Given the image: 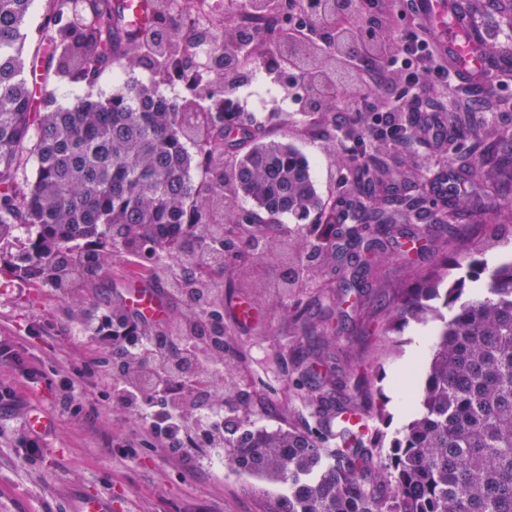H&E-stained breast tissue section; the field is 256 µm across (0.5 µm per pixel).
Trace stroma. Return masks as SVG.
Here are the masks:
<instances>
[{"mask_svg":"<svg viewBox=\"0 0 512 512\" xmlns=\"http://www.w3.org/2000/svg\"><path fill=\"white\" fill-rule=\"evenodd\" d=\"M464 2L491 53L512 57V5L507 0ZM254 41L260 46L254 73L250 80L237 82L231 95L238 110L246 113L252 111L257 95L287 90L272 65L277 57L276 35L262 28ZM129 81L156 85L175 103L188 94L186 87L154 71L122 66L103 72L92 90L108 96ZM256 119L265 133L311 159L325 210L358 200L353 169L339 164L345 150L337 140L331 113L282 112L271 105ZM479 131L488 149L485 170L496 178L495 191L481 195L475 207H444L428 187L442 168L463 179L468 193H478V185L465 177L472 143L457 138L437 148L419 149L415 166L404 169L409 192L417 199L414 210L393 216L383 232L363 231L358 258L300 261L301 285L289 294L288 302L303 312V322L281 318L273 288L260 296L254 289L240 288L225 297L224 358L231 365L226 377L234 387L225 414L259 424L304 427L310 419L309 402L327 369L301 363L297 348L310 343L307 327L328 322L335 328L337 376L348 385L359 377L371 381L373 401L387 416V434L408 421L410 413L399 405L393 377L414 368L416 338L432 333L433 327L412 321L388 330L386 307L392 289L412 286L418 272L441 254L452 255L465 247L483 249L488 263H496L502 254V235L512 232V221L505 216L512 203V179L504 175L512 168V157L496 146L502 134L512 131V121L483 124ZM376 245L389 258L373 266L369 259ZM244 302L256 311L249 323L235 317L236 307ZM63 306L53 289L17 283L0 274V333L17 337L18 352L30 365L46 370L65 361L80 369L94 358L95 350L85 338L75 334L53 338V325ZM0 387L11 388L18 398L17 408L0 410V512H77L84 495L108 500L112 512H268L278 494L276 486L231 468L204 464L191 472L184 462L148 448L139 449L134 462H120L113 451L119 426L101 398L98 377H86L81 389L84 400L100 409L94 421L61 411L57 388L32 390L14 368L0 365ZM34 409L52 419L54 432L43 456L29 461L22 454L18 429Z\"/></svg>","mask_w":512,"mask_h":512,"instance_id":"1","label":"stroma"}]
</instances>
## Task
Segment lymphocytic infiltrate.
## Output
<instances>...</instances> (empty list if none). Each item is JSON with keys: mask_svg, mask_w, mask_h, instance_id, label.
I'll list each match as a JSON object with an SVG mask.
<instances>
[{"mask_svg": "<svg viewBox=\"0 0 512 512\" xmlns=\"http://www.w3.org/2000/svg\"><path fill=\"white\" fill-rule=\"evenodd\" d=\"M398 24L380 43L379 52L358 51L342 58L345 71L362 76L358 92L336 84L340 111L336 115L338 137L352 142L351 161L363 158L362 125H369L376 141L399 151L406 144L430 146L445 139L438 119L447 107H462L474 92L484 94L499 81L481 79L478 89L460 83L459 77L434 50L414 0H399ZM395 78L398 92L377 99L373 90ZM89 339L98 349L96 361L110 388L116 420L124 435L179 458L186 447L224 445L223 420L206 421L205 407L224 403V339L199 344L195 337L178 336L169 330L140 336H115L109 316L96 313L86 322Z\"/></svg>", "mask_w": 512, "mask_h": 512, "instance_id": "obj_1", "label": "lymphocytic infiltrate"}]
</instances>
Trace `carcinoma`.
<instances>
[{
	"instance_id": "obj_1",
	"label": "carcinoma",
	"mask_w": 512,
	"mask_h": 512,
	"mask_svg": "<svg viewBox=\"0 0 512 512\" xmlns=\"http://www.w3.org/2000/svg\"><path fill=\"white\" fill-rule=\"evenodd\" d=\"M34 0H0V264L11 277L49 288H76L70 304L74 329L84 306L107 311L112 331L129 328L112 303L99 273L117 254L131 257L139 274L158 288L176 282L177 330L206 342L220 333L204 310L217 295L224 267L205 263L207 234L218 230L224 248L237 252L235 229L267 224L269 248H245L247 259L230 269L248 282L253 263L281 271L292 287L297 257L336 258V218L307 223L323 210L309 159L292 145L267 140L226 111L224 80L238 71L231 47L242 31L214 37L217 57L202 86L207 109L196 101L180 108L155 86L127 83L108 97L88 94L69 106L38 95L54 79L91 85L122 61L161 63L164 76L197 88L183 61L194 39L176 37L148 49L128 24L119 0H46L51 26L27 48L24 29ZM170 0H153L160 27L174 28ZM311 17L340 26L341 15L315 0ZM378 36L359 44H313L302 53L280 51L279 61L302 73L319 103L316 86L332 76L330 63L342 49L374 53ZM234 157L224 171V157ZM36 159L33 175L28 164ZM371 186L363 206L365 224L386 226L405 199L391 182ZM301 224L295 234L277 233L280 218ZM32 228L28 244L16 230ZM467 274L445 282L444 256L413 288L392 291L389 327L411 318L437 323L436 340L422 374L407 377L417 397L410 420L391 440L383 430L356 448L327 447L324 409L340 404L341 385H326L316 397L315 426L268 428L224 418V459L233 468L283 490L274 512H512V265L488 266L470 253ZM482 282L475 296L467 283ZM333 334L322 328L314 356L327 357ZM356 389L366 411L384 424L382 406H370V383Z\"/></svg>"
}]
</instances>
